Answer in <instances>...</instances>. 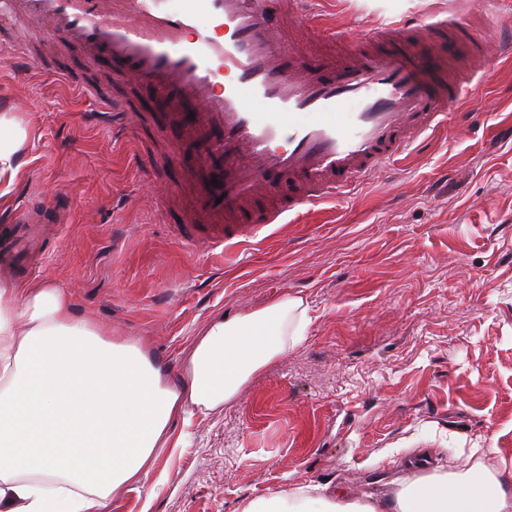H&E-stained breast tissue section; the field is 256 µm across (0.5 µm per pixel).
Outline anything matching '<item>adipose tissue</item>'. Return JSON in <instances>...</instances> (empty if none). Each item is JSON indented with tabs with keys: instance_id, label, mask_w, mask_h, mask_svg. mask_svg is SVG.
Segmentation results:
<instances>
[{
	"instance_id": "ef3b65f1",
	"label": "adipose tissue",
	"mask_w": 512,
	"mask_h": 512,
	"mask_svg": "<svg viewBox=\"0 0 512 512\" xmlns=\"http://www.w3.org/2000/svg\"><path fill=\"white\" fill-rule=\"evenodd\" d=\"M26 131L0 114V188L18 175ZM310 322L284 295L243 315L217 316L189 355L180 386L133 343L76 318L54 284L0 283V512H105L147 482L170 422L220 410L256 372L297 345ZM242 512H512V471L476 466L403 482L385 500L297 487Z\"/></svg>"
}]
</instances>
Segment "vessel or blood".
Here are the masks:
<instances>
[{
	"label": "vessel or blood",
	"mask_w": 512,
	"mask_h": 512,
	"mask_svg": "<svg viewBox=\"0 0 512 512\" xmlns=\"http://www.w3.org/2000/svg\"><path fill=\"white\" fill-rule=\"evenodd\" d=\"M318 0H0V34L31 66L51 72L98 101L103 116L120 112L144 124L141 111L101 84L65 67L70 48L108 57L120 75L148 83L158 112L178 137L164 156L142 149L134 161L152 175L177 167L166 201L180 205L176 236L212 253L250 243L309 205L345 196L370 174L400 160L459 111L458 75L469 34L439 50L431 33L402 18L373 27L372 50L330 32L329 51H304L289 21L315 30ZM194 149L190 166L183 152ZM41 203L12 209L13 255L41 227Z\"/></svg>",
	"instance_id": "b4317fda"
}]
</instances>
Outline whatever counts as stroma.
Listing matches in <instances>:
<instances>
[{"label":"stroma","mask_w":512,"mask_h":512,"mask_svg":"<svg viewBox=\"0 0 512 512\" xmlns=\"http://www.w3.org/2000/svg\"><path fill=\"white\" fill-rule=\"evenodd\" d=\"M327 25L361 40L412 15L464 23L483 46L470 83L479 118L366 177L352 198L307 206L257 243L197 258L159 210L162 188L133 163L150 129L122 137L96 122L98 102L0 46V113L27 132L0 211L30 197L67 213L31 274L73 313L137 343L179 385L216 315L302 297L300 344L255 373L217 413L175 419L145 486L105 512H241L297 486L351 499L390 494L405 474L391 448H420L441 472L482 462L512 469V57L499 27L512 0H324Z\"/></svg>","instance_id":"1"}]
</instances>
